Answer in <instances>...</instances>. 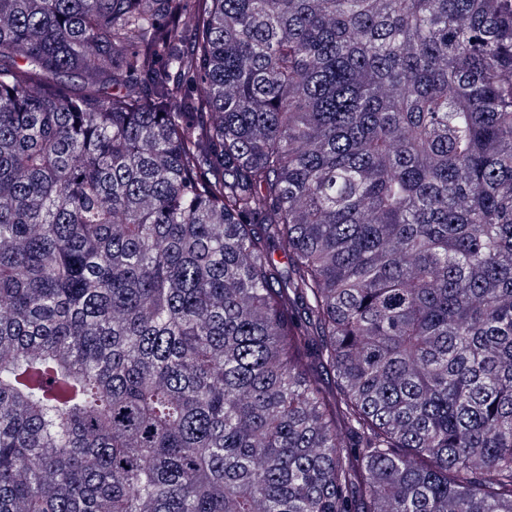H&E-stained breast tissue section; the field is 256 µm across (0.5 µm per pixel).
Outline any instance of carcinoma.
Wrapping results in <instances>:
<instances>
[{
	"label": "carcinoma",
	"instance_id": "cac0c4a2",
	"mask_svg": "<svg viewBox=\"0 0 512 512\" xmlns=\"http://www.w3.org/2000/svg\"><path fill=\"white\" fill-rule=\"evenodd\" d=\"M0 512H512V0H0Z\"/></svg>",
	"mask_w": 512,
	"mask_h": 512
}]
</instances>
